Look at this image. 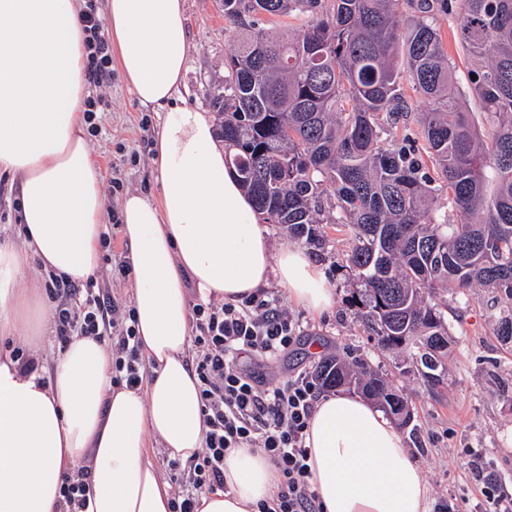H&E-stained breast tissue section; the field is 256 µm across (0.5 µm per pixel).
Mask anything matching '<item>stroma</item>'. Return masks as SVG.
<instances>
[{"mask_svg":"<svg viewBox=\"0 0 512 512\" xmlns=\"http://www.w3.org/2000/svg\"><path fill=\"white\" fill-rule=\"evenodd\" d=\"M190 54L186 87L187 104L210 107L207 88L224 73V56L230 32L224 23L220 0H185ZM111 108L99 115L100 134L90 147L105 180L116 179L120 188L106 198L107 211H119L125 195H153L158 191L154 152L142 140L141 122L157 129L161 113L142 108L120 73H113L107 90ZM330 244L313 258L336 293V306L317 316L289 302L279 286L269 295L286 302L300 325L297 342L264 375L280 378L311 370L321 355L352 349L375 368L394 377L406 393L412 421L403 428L404 444L432 489L433 499L454 496L460 512H484L481 486L475 481L471 454H479L486 476L496 481L502 494L512 498V346L496 334L503 309L484 288L470 294H448V319L452 342L443 383L424 385L416 369L408 368L399 354L374 346L350 304L353 277L343 262V242L329 232Z\"/></svg>","mask_w":512,"mask_h":512,"instance_id":"35a3bbf8","label":"stroma"}]
</instances>
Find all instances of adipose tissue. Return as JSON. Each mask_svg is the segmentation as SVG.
<instances>
[{"mask_svg": "<svg viewBox=\"0 0 512 512\" xmlns=\"http://www.w3.org/2000/svg\"><path fill=\"white\" fill-rule=\"evenodd\" d=\"M104 23L124 82L162 110L158 194L120 210L132 264L136 334L151 377L112 383V351L73 335L50 369L23 372L0 350V512H64L63 473L90 467L87 512H171L153 446L186 461L203 446L199 381L186 364L191 307L271 285L316 313L336 304L321 267L295 244L273 247L217 137L214 113L186 104L185 0H107ZM78 0H0V172L16 177L19 241H0V335H42L49 304L17 285L35 262L73 282L96 273L106 211L86 137L87 55ZM306 446L323 512H429L431 489L399 431L365 399L322 397ZM224 490L199 512H257L277 478L256 448L224 458Z\"/></svg>", "mask_w": 512, "mask_h": 512, "instance_id": "obj_1", "label": "adipose tissue"}]
</instances>
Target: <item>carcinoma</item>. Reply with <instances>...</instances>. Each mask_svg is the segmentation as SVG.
Returning <instances> with one entry per match:
<instances>
[{
    "instance_id": "carcinoma-1",
    "label": "carcinoma",
    "mask_w": 512,
    "mask_h": 512,
    "mask_svg": "<svg viewBox=\"0 0 512 512\" xmlns=\"http://www.w3.org/2000/svg\"><path fill=\"white\" fill-rule=\"evenodd\" d=\"M221 0L234 33L209 88L218 137L242 190L268 224L318 250L319 225L348 244L351 295L381 350L425 385L443 383L451 332L437 299L486 288L509 305L512 344V0ZM474 65L483 135L456 93L438 16ZM282 17L300 29L274 31ZM427 108L417 128L403 82ZM464 223L448 222L443 203ZM320 388H348L401 426L408 398L365 359L315 366Z\"/></svg>"
}]
</instances>
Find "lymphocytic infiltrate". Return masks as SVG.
I'll return each instance as SVG.
<instances>
[{"label":"lymphocytic infiltrate","instance_id":"f902f5d3","mask_svg":"<svg viewBox=\"0 0 512 512\" xmlns=\"http://www.w3.org/2000/svg\"><path fill=\"white\" fill-rule=\"evenodd\" d=\"M80 15L90 85L84 119L92 126L112 82V52L96 0H84ZM45 288L57 301L51 317L58 342L75 334L105 342L115 357L113 383L140 387L144 363L133 311L101 295L93 277L80 288L52 274ZM192 312L191 368L200 382L205 438L197 455L168 466L172 512H197L201 493L223 488L224 457L234 448L260 449L279 478L273 498L259 503L258 512H322L305 446L318 387L303 372L279 382L247 368L252 361L270 363L285 354L300 332L298 321L277 299L262 294L199 302Z\"/></svg>","mask_w":512,"mask_h":512}]
</instances>
